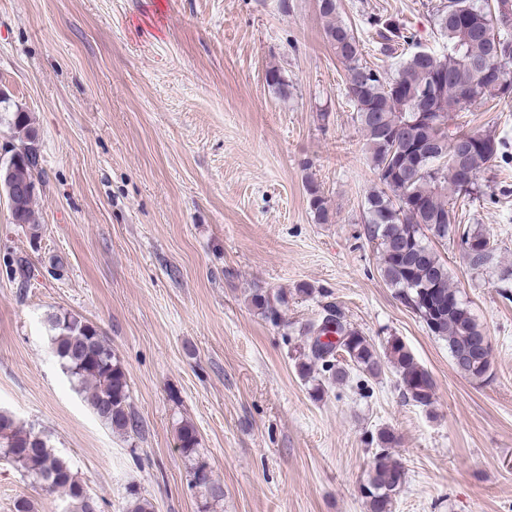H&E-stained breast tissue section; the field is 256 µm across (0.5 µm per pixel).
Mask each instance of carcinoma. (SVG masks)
Wrapping results in <instances>:
<instances>
[{
    "label": "carcinoma",
    "mask_w": 512,
    "mask_h": 512,
    "mask_svg": "<svg viewBox=\"0 0 512 512\" xmlns=\"http://www.w3.org/2000/svg\"><path fill=\"white\" fill-rule=\"evenodd\" d=\"M328 19L324 34L336 57L346 67V91L354 104L353 120L364 137L367 159L379 187L365 197L363 235L375 245L377 270L398 300L416 315L426 330L448 342L454 369L463 377L483 382L490 377L491 354L481 352L477 338L483 335L461 291L454 287L448 263L432 242L456 243L469 269L480 271L494 260L496 248L485 232L462 222L457 204L470 202L480 193V174L505 156L508 140L487 130H467L461 114L491 100L512 99V0H444L432 15L444 51L418 49L405 53L415 42L413 28L395 18L368 19L379 53L400 59L396 73L363 61L362 40L352 26L337 18V0H318ZM484 66L478 77L472 65ZM432 96L442 120L420 115L417 101ZM0 110L17 134L12 144L16 159L0 191L20 188L41 180L36 143L38 130L30 113L10 109V99L0 98ZM478 136L482 144L465 156L472 178L448 164L463 139ZM309 204L326 224L327 202L316 186L308 187ZM36 195L16 193L9 201L13 223H34ZM252 303L272 324L281 320L286 294L275 296L257 288ZM346 336L342 347L335 342L309 341L300 348L296 369L305 381H313L314 397L330 386L345 383L355 373L376 378L385 369L398 376L404 399L430 408L435 402L431 374L415 359L401 338L391 335L373 342L351 326L335 304L323 307L320 323L305 328L307 335H323L327 325ZM50 347L63 372L87 393L92 412L112 432L137 435L141 426L130 406L125 370L101 329L72 314L49 318ZM181 453L190 461V484L202 493L201 512L218 504L224 489L213 479L210 464L201 453L196 428L186 422L177 428ZM396 437L380 429L367 437L376 445L367 484L362 488L368 512H391L392 497L403 485L402 464L391 448ZM0 458L22 475L33 478L50 493L65 498L64 512H91L89 502L100 499L69 462L56 453L42 430L27 428L9 412L0 411ZM126 512H154L153 503L131 486Z\"/></svg>",
    "instance_id": "obj_1"
}]
</instances>
